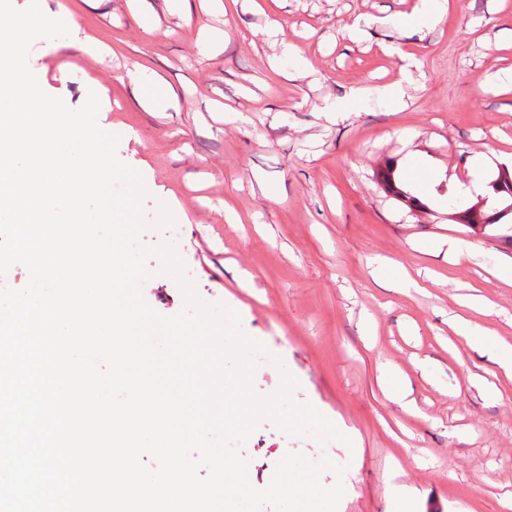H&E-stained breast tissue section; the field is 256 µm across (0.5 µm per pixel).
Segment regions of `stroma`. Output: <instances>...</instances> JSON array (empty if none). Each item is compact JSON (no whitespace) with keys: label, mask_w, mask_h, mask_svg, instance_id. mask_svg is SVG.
I'll return each instance as SVG.
<instances>
[{"label":"stroma","mask_w":512,"mask_h":512,"mask_svg":"<svg viewBox=\"0 0 512 512\" xmlns=\"http://www.w3.org/2000/svg\"><path fill=\"white\" fill-rule=\"evenodd\" d=\"M413 2L261 0L257 11L224 0L196 14L179 0L154 27L133 20L129 0H40L67 5L79 33L35 40L29 66L69 107L91 92L108 99L97 124L142 175L146 219L163 206L174 218L137 242L172 244L200 301L236 311L265 346L254 391L272 395L290 374L292 400L348 436L322 444L262 421L241 449L252 486L294 452L345 466L320 476L343 483L338 512H512V378L494 353L512 346V249L451 217L456 200L482 194L471 164L489 181L512 154V0H448L439 23L411 34L399 20ZM85 35L102 54L81 50ZM389 86L405 107L383 95ZM353 88L365 98H349ZM143 92L155 111L139 105ZM388 162L428 212L383 192ZM228 206L239 223H225ZM146 266L144 301L178 314L181 288L158 258ZM456 315L492 348L458 336ZM383 365L407 405L389 399ZM396 482L415 488L411 507L392 497Z\"/></svg>","instance_id":"obj_1"}]
</instances>
